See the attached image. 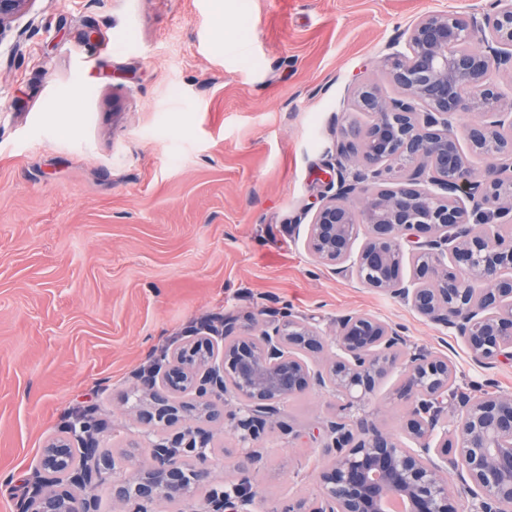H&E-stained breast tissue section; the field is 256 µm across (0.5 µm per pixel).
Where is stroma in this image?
Returning a JSON list of instances; mask_svg holds the SVG:
<instances>
[{"label": "stroma", "instance_id": "35a3bbf8", "mask_svg": "<svg viewBox=\"0 0 512 512\" xmlns=\"http://www.w3.org/2000/svg\"><path fill=\"white\" fill-rule=\"evenodd\" d=\"M486 0H36L0 42V512H18L46 442L81 409L111 456L152 458L135 377L190 331L261 313L372 314L408 349L447 355L471 396L512 393L460 337L306 250L337 140H357L356 83L419 16ZM97 31V42L84 38ZM77 92L79 111H64ZM392 372L364 408L314 388L253 440L255 512L320 497L321 426L342 417L404 439ZM210 486L238 480L228 423L210 424Z\"/></svg>", "mask_w": 512, "mask_h": 512}]
</instances>
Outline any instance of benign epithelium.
Returning a JSON list of instances; mask_svg holds the SVG:
<instances>
[{
  "instance_id": "1",
  "label": "benign epithelium",
  "mask_w": 512,
  "mask_h": 512,
  "mask_svg": "<svg viewBox=\"0 0 512 512\" xmlns=\"http://www.w3.org/2000/svg\"><path fill=\"white\" fill-rule=\"evenodd\" d=\"M35 0H0V41ZM404 45L399 50L397 46ZM384 60L396 93L355 86L352 109L370 118L361 139L336 144V166L308 224L306 248L333 273L387 292L419 315L460 336L473 359L490 366L512 359V0H487L466 15L445 10L403 29ZM472 114L467 126L459 118ZM486 160L475 175L460 146ZM365 241L357 255L352 247ZM412 275L404 277V261ZM196 340L173 359L138 376L146 399L141 423L164 433L152 464L132 480L96 448L85 424L42 448L19 512H98L92 495L112 483L115 512H155L163 497L190 500L212 453L210 433L180 428L204 412L224 414L211 399L243 401L233 414L246 459L237 482L206 495L201 512H254L251 482L259 461L248 444L275 419L281 401L314 387L343 396L346 406L369 399L377 381L397 371L413 408L405 429L415 447L376 427L355 431L329 421L331 465L321 469L320 498L278 512H383L390 496L407 512H512V394L459 396L448 416L452 366L442 354L406 353L399 328L369 314L338 320L330 342L321 329L292 314L242 335L231 320L192 332ZM233 337L217 350L212 337ZM196 466L186 471L187 461ZM459 484H448V471Z\"/></svg>"
}]
</instances>
